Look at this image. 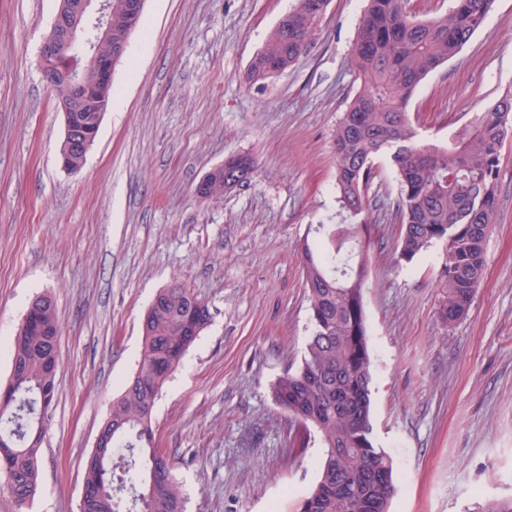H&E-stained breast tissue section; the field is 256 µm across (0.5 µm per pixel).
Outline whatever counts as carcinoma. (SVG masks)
<instances>
[{
  "label": "carcinoma",
  "mask_w": 512,
  "mask_h": 512,
  "mask_svg": "<svg viewBox=\"0 0 512 512\" xmlns=\"http://www.w3.org/2000/svg\"><path fill=\"white\" fill-rule=\"evenodd\" d=\"M494 2L453 0L448 13L418 20L403 0H366L351 55L361 83L334 132L337 202L349 222L317 224L314 232L322 237L300 245L310 335L299 364L271 386L274 403L303 427L292 446L306 448L315 438L324 448L317 481L299 512H389L396 490L394 461L377 445L372 424L364 306L371 240L365 190L376 157L387 159L400 185V259L409 263L433 243L446 244L444 321L465 316L483 277L486 239L496 223L501 150L512 135V90L446 146L419 140L406 108L420 82L482 27ZM327 4L293 0L253 57L249 80L264 81L308 52ZM142 17L128 0H110L112 37L137 28ZM67 57L52 62L58 108L69 104ZM112 95L113 86H98L95 98L75 106L69 117L99 131L97 107L110 105ZM210 318L207 302L183 283L153 297L143 317L137 371L102 424L103 447L86 462L82 512H185L175 461L156 443L153 411L164 383ZM60 332L53 299L37 296L11 348V363L23 371L0 383V474L13 476L11 495L21 506L32 502L40 484L38 457L57 394Z\"/></svg>",
  "instance_id": "carcinoma-1"
}]
</instances>
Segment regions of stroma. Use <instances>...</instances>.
<instances>
[{"label": "stroma", "instance_id": "stroma-1", "mask_svg": "<svg viewBox=\"0 0 512 512\" xmlns=\"http://www.w3.org/2000/svg\"><path fill=\"white\" fill-rule=\"evenodd\" d=\"M58 5L0 0V380L34 296H52L61 325L40 485L21 508L0 484V512H80L143 314L176 281L211 311L154 412L187 512H297L323 450L291 447L295 425L270 386L308 336L298 245L310 225L341 221L334 130L359 85L350 53L364 0H329L310 51L260 84L248 65L291 0H146L112 75L116 102L74 173L40 67ZM511 88L512 0H496L417 88L409 119L445 145ZM238 154L256 161L250 181L199 198L202 178ZM374 167L364 303L375 437L397 466L390 512H473L512 497V140L484 275L452 324L440 316L446 246L400 260L399 183L385 157Z\"/></svg>", "mask_w": 512, "mask_h": 512}]
</instances>
